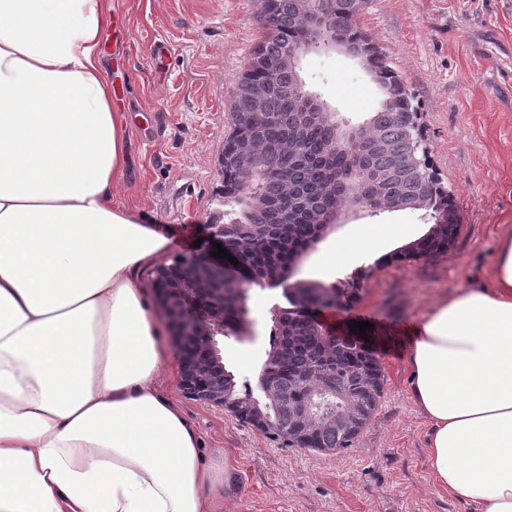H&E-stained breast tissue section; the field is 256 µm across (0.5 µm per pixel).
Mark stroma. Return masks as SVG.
Segmentation results:
<instances>
[{"mask_svg":"<svg viewBox=\"0 0 512 512\" xmlns=\"http://www.w3.org/2000/svg\"><path fill=\"white\" fill-rule=\"evenodd\" d=\"M102 34L105 76L120 87L114 106L129 121L128 165L116 200L168 240L157 264L194 253L224 174V136L232 128L235 82L263 28L256 0H109ZM358 23L385 52L419 106L429 157L455 197L460 230L447 253L385 263L408 238H387L321 261L337 242L369 225L405 224L420 238L433 220L421 209L346 213L303 259L299 276L339 288L343 303L320 319L349 332L352 315L376 318L368 332L384 374L376 413L343 451L315 452L274 438L224 408L187 396L178 362L163 386L198 428L204 445L224 452L236 484L224 512H472L438 490L425 448L427 424L412 400L409 353L423 316L444 295L486 277L497 240L512 225V0H369ZM169 44L154 59L155 44ZM305 91L339 119L368 122L383 100L357 59L313 50L296 69ZM256 336L221 339L238 383L256 384L269 348L271 309L280 289L253 287Z\"/></svg>","mask_w":512,"mask_h":512,"instance_id":"obj_1","label":"stroma"}]
</instances>
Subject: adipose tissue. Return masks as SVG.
Returning a JSON list of instances; mask_svg holds the SVG:
<instances>
[{
	"instance_id": "adipose-tissue-1",
	"label": "adipose tissue",
	"mask_w": 512,
	"mask_h": 512,
	"mask_svg": "<svg viewBox=\"0 0 512 512\" xmlns=\"http://www.w3.org/2000/svg\"><path fill=\"white\" fill-rule=\"evenodd\" d=\"M106 0H0V512H224L233 482L161 384L140 270L167 240L112 201ZM434 485L512 512V229L487 285L441 298L409 354Z\"/></svg>"
}]
</instances>
